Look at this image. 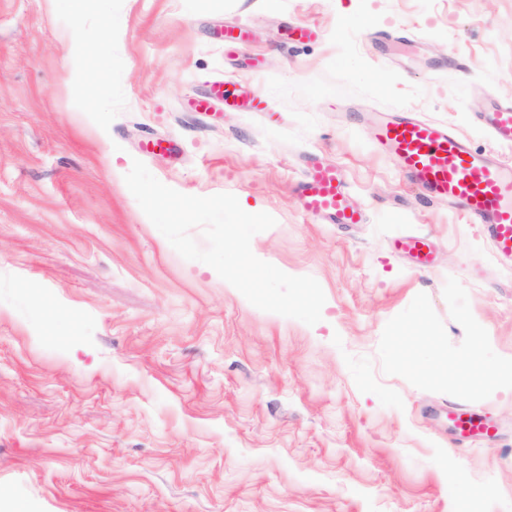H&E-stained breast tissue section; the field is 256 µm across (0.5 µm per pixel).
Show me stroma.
<instances>
[{"label": "stroma", "mask_w": 512, "mask_h": 512, "mask_svg": "<svg viewBox=\"0 0 512 512\" xmlns=\"http://www.w3.org/2000/svg\"><path fill=\"white\" fill-rule=\"evenodd\" d=\"M302 22L318 39L288 43ZM107 23L110 79L82 112L67 44ZM217 81L267 111H186ZM490 96L512 100V0H0V512H512V384L426 376L433 356L512 359V270L361 120L413 112L512 160L474 121ZM312 155L364 223L302 211ZM136 160L272 215L252 252L314 277L321 321L179 255L125 183ZM413 234L433 267L392 249ZM467 406L495 440L459 441ZM448 421L462 437L470 439H485L497 434V425L486 418L484 414L468 408L448 410Z\"/></svg>", "instance_id": "35a3bbf8"}]
</instances>
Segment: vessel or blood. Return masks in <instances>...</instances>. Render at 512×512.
Here are the masks:
<instances>
[{
	"instance_id": "vessel-or-blood-1",
	"label": "vessel or blood",
	"mask_w": 512,
	"mask_h": 512,
	"mask_svg": "<svg viewBox=\"0 0 512 512\" xmlns=\"http://www.w3.org/2000/svg\"><path fill=\"white\" fill-rule=\"evenodd\" d=\"M217 102L229 109H267L262 97L227 82L215 83L209 96L192 101L191 106L206 111ZM475 121L494 142L512 145V101H488ZM373 132L378 148L398 164L415 187L429 199L459 205L470 223L483 226L497 260L512 265L511 163L493 152L474 149L451 128L409 112L378 115ZM306 168L299 187L305 212L323 216L332 224L363 223L362 213L345 195L342 176L335 166L310 160ZM396 246L419 267L432 266L427 237L408 235ZM448 421L465 438H490L498 431L493 421L474 409H451Z\"/></svg>"
}]
</instances>
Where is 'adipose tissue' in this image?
<instances>
[{
	"instance_id": "ef3b65f1",
	"label": "adipose tissue",
	"mask_w": 512,
	"mask_h": 512,
	"mask_svg": "<svg viewBox=\"0 0 512 512\" xmlns=\"http://www.w3.org/2000/svg\"><path fill=\"white\" fill-rule=\"evenodd\" d=\"M107 34L78 43L66 60L70 65V76L77 91V99L84 111H92L97 100V91L108 79L104 64Z\"/></svg>"
}]
</instances>
